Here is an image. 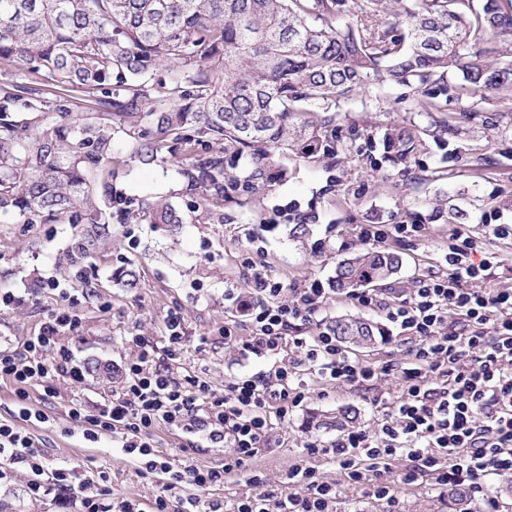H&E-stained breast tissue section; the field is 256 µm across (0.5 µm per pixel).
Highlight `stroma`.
Here are the masks:
<instances>
[{"mask_svg":"<svg viewBox=\"0 0 512 512\" xmlns=\"http://www.w3.org/2000/svg\"><path fill=\"white\" fill-rule=\"evenodd\" d=\"M420 94L392 82L340 100L336 104V152L313 160L292 154L276 158L272 179L260 189L244 187L250 164L247 158L225 157L226 178L236 180L223 199L203 201L186 188L183 168L195 155L220 153L212 140L187 153L172 147L162 160L140 164L131 156L125 135H117L112 161V186L143 204H169L183 222L172 227L132 218L113 219L112 242L89 258L83 271L59 270L57 262L73 227L67 221L51 224H17L0 216V290L21 296L22 301L0 306V336L10 337L11 348L22 351L26 336L57 308L56 292L41 289L54 278L76 301L71 309L79 328L66 334L64 343L76 360L100 364V371L81 384L57 378L50 389L29 390V407L43 411L46 422L18 417L19 400L12 385L0 382V421L17 422L33 438L52 466L103 482L113 499H128L149 507L162 483L139 472L138 461L112 443L111 436L97 442L84 440L82 430L68 415L74 406L93 411L118 394L123 384L120 366L131 361L133 351L124 338L138 331L154 343L164 341L168 312H179L187 335L184 366L216 390H224L239 373L262 374L269 362L241 357L225 347L220 331L232 316L224 305L228 288L245 293L244 260L263 266L288 287L321 281L330 288L338 260L363 250L356 230L362 224H420L421 236L388 242L403 264L379 290L400 295L412 282L432 272L445 271L442 255L448 246V203L461 210L459 224L484 236L496 263L486 280L490 289H512V240L490 235L492 224H512V94L479 101L478 119H469L468 101L449 100L446 113H427ZM450 131L435 137L439 120ZM414 123L426 130L424 143L408 165L383 158L380 132L390 123ZM298 213L313 214L311 232L294 238L291 224L267 232L264 218L286 204ZM134 231L136 246H129L127 231ZM135 269L137 285L122 286L115 278L123 268ZM91 281L84 291L83 281ZM307 397L284 423H274L267 448L245 468L225 475L223 486L205 497L221 503L224 512L253 488L252 475L265 478L268 489L289 492L287 475L296 465L309 463L307 442L330 445L336 430L309 425L310 414L335 413L351 405L360 416L358 426L375 432L381 408L355 391L304 378ZM28 476L17 468L10 484L0 486V512H64V496L48 485L44 495L32 497ZM400 512H454L448 490L421 484L399 487Z\"/></svg>","mask_w":512,"mask_h":512,"instance_id":"1","label":"stroma"}]
</instances>
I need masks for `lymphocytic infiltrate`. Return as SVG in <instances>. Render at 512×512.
Segmentation results:
<instances>
[{"label": "lymphocytic infiltrate", "instance_id": "f902f5d3", "mask_svg": "<svg viewBox=\"0 0 512 512\" xmlns=\"http://www.w3.org/2000/svg\"><path fill=\"white\" fill-rule=\"evenodd\" d=\"M445 262L446 273L418 278L402 295L361 290L351 296L355 306L380 312L398 329L410 355L402 365L361 362L322 325H316L315 335H297L298 326L316 324L327 288L317 281L286 288L250 261L243 265L249 293L224 291L225 305L244 314L243 320L225 321L224 343L241 355L273 361L268 377H236L218 394L195 373L177 369L186 329L176 312L165 319L164 348L135 332L125 336L138 357L125 365L118 397L95 413L73 407L70 417L81 424L86 440L118 436L124 452L142 461L146 473L162 476L163 492L149 510L131 500L112 501L110 489L94 480L76 482L70 471L50 468L27 432L2 421L0 484L12 480L19 464L30 474L31 495L40 494L47 475L62 487H76L79 512H171L175 497L181 512H220V503L203 501L202 492L244 468L268 444L274 422L294 415L305 399L295 383L306 373L371 393L373 404L385 408L377 431L346 430L326 448L307 444L308 455L338 467L342 482L324 480L315 467L298 465L288 473L294 492L278 496L255 475L250 479L253 493L240 499L234 512H333L345 484L372 485L384 512H397L395 485L375 480L395 459L406 462L399 484L414 486L426 477L441 486H462L479 512H499L489 481L512 477V290L483 288L493 255L470 230L450 231ZM78 322L76 315L58 310L26 338L23 355L0 348V381L15 385L20 419H47L43 411L28 407L29 388L60 375L83 381L82 369L74 366L62 342ZM395 370L406 383L390 399L379 393L376 381L380 373ZM201 422L232 450L221 467H200L190 459L173 464L148 437L160 425L188 434Z\"/></svg>", "mask_w": 512, "mask_h": 512}]
</instances>
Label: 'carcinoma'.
I'll return each instance as SVG.
<instances>
[{
	"label": "carcinoma",
	"mask_w": 512,
	"mask_h": 512,
	"mask_svg": "<svg viewBox=\"0 0 512 512\" xmlns=\"http://www.w3.org/2000/svg\"><path fill=\"white\" fill-rule=\"evenodd\" d=\"M341 0H0V214L22 224L67 216L86 228L62 262L82 266L111 237L112 139L121 126L133 157L154 163L171 142L188 152L203 138L247 154L248 187L271 175L278 152L315 159L334 152L331 105L366 86H419L455 78V97L512 92V63L499 46L512 35V0H416L398 24L387 0H368L374 21L338 25ZM172 64L167 83L152 82ZM410 123L384 129L383 158L408 164L422 144ZM187 186L224 199V157L183 170ZM151 224L180 213L146 208ZM401 257L367 248L336 263L333 287L349 294L393 278ZM331 327L358 349L379 329L353 315ZM345 407L313 426L346 429ZM455 512H472L462 488H448Z\"/></svg>",
	"instance_id": "carcinoma-1"
}]
</instances>
